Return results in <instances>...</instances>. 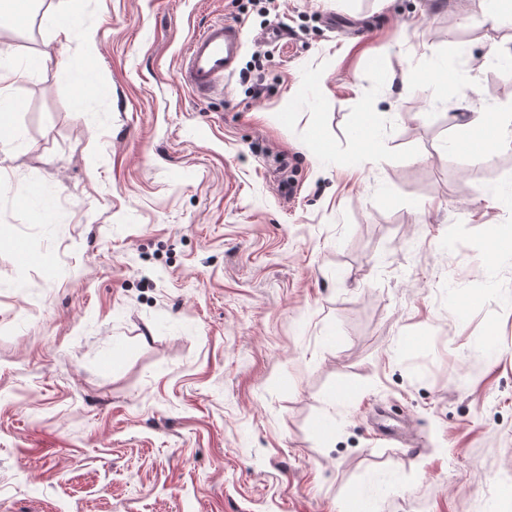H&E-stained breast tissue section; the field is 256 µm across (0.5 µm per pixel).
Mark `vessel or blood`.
Returning <instances> with one entry per match:
<instances>
[{
    "mask_svg": "<svg viewBox=\"0 0 512 512\" xmlns=\"http://www.w3.org/2000/svg\"><path fill=\"white\" fill-rule=\"evenodd\" d=\"M242 43L238 26L215 21L197 32L187 45L179 68V81L198 95L224 88V75L233 69Z\"/></svg>",
    "mask_w": 512,
    "mask_h": 512,
    "instance_id": "vessel-or-blood-1",
    "label": "vessel or blood"
}]
</instances>
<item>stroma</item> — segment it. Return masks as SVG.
<instances>
[{"instance_id": "1", "label": "stroma", "mask_w": 512, "mask_h": 512, "mask_svg": "<svg viewBox=\"0 0 512 512\" xmlns=\"http://www.w3.org/2000/svg\"><path fill=\"white\" fill-rule=\"evenodd\" d=\"M482 7L84 0L0 30L31 70L0 151V512H512V137L473 159L459 115L512 109ZM220 19L242 47L203 99L180 60ZM444 67L446 99L405 82Z\"/></svg>"}]
</instances>
